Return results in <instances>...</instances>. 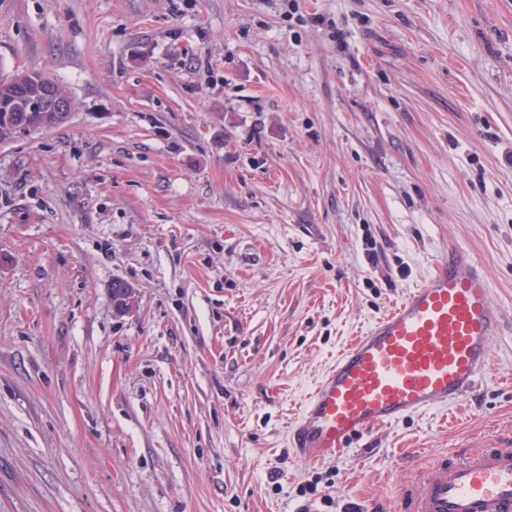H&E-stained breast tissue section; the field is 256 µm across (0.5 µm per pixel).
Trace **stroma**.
Listing matches in <instances>:
<instances>
[{
    "label": "stroma",
    "mask_w": 512,
    "mask_h": 512,
    "mask_svg": "<svg viewBox=\"0 0 512 512\" xmlns=\"http://www.w3.org/2000/svg\"><path fill=\"white\" fill-rule=\"evenodd\" d=\"M22 72L74 108L0 142V512H399L512 446V0H0ZM455 248L486 379L297 458L322 369Z\"/></svg>",
    "instance_id": "35a3bbf8"
}]
</instances>
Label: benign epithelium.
<instances>
[{
    "mask_svg": "<svg viewBox=\"0 0 512 512\" xmlns=\"http://www.w3.org/2000/svg\"><path fill=\"white\" fill-rule=\"evenodd\" d=\"M30 82L40 85V96L28 99L23 107L26 115L6 118L0 141L25 137L46 125L62 123L70 116L73 109L72 99L61 91L57 83L38 74H26L14 79L19 87ZM112 295L120 302V312L134 307L133 293L124 281L114 280Z\"/></svg>",
    "mask_w": 512,
    "mask_h": 512,
    "instance_id": "1",
    "label": "benign epithelium"
}]
</instances>
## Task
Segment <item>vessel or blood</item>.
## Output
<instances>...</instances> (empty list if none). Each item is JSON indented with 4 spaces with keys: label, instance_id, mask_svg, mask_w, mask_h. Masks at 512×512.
Wrapping results in <instances>:
<instances>
[{
    "label": "vessel or blood",
    "instance_id": "vessel-or-blood-1",
    "mask_svg": "<svg viewBox=\"0 0 512 512\" xmlns=\"http://www.w3.org/2000/svg\"><path fill=\"white\" fill-rule=\"evenodd\" d=\"M484 270L459 250L354 337L291 428L295 453L323 462L373 431L473 392L504 316ZM403 512H512V448L435 459Z\"/></svg>",
    "mask_w": 512,
    "mask_h": 512
}]
</instances>
